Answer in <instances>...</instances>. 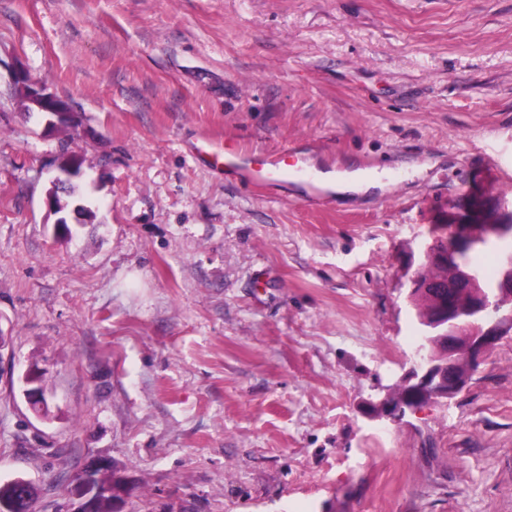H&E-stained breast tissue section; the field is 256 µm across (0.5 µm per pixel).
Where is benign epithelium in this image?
I'll return each mask as SVG.
<instances>
[{"instance_id": "obj_1", "label": "benign epithelium", "mask_w": 512, "mask_h": 512, "mask_svg": "<svg viewBox=\"0 0 512 512\" xmlns=\"http://www.w3.org/2000/svg\"><path fill=\"white\" fill-rule=\"evenodd\" d=\"M13 89L21 91L27 103L36 107V113L45 118L44 128L52 130L59 124L73 120L68 103L49 93L42 84L25 69H16L12 74ZM79 169L65 162L58 167V174L52 180L48 205L58 215L57 225L68 223L67 205L60 203L58 193L66 191L71 179ZM458 225L448 227V237L433 235L417 244L419 262L435 265L460 264L465 244L456 238ZM512 297V277L501 278L492 288H481L478 277L462 270L457 279L448 284V294L438 297L435 307L424 317L416 318L420 329L435 332L448 340L443 358L431 352L419 350L413 353V365L406 382L409 391L406 401L395 404L384 397L370 403L375 408L374 417L393 423L402 421L406 414L417 409V404L430 398L448 400L463 391L471 375H462L455 369L458 359H463L470 371H475L490 352L507 335H512V309L501 308V299ZM41 372L35 367L27 369L22 376L26 396L32 410L41 414L45 409L44 391L41 386ZM112 469V462L99 459L83 468L75 482L74 491L82 504L77 512H96L98 503L108 499L113 512H122L121 504L126 492L116 490L102 480L104 473ZM16 493L9 500L0 499V512H21L23 504L29 501L33 483L16 477L11 479Z\"/></svg>"}]
</instances>
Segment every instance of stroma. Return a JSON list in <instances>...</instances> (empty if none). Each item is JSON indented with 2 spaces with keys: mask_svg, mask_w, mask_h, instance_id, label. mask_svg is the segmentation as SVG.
<instances>
[{
  "mask_svg": "<svg viewBox=\"0 0 512 512\" xmlns=\"http://www.w3.org/2000/svg\"><path fill=\"white\" fill-rule=\"evenodd\" d=\"M206 136L389 186L241 184ZM510 221L512 0H0V481L76 512L107 458L123 512H512V335L451 400L367 406L409 368L418 241ZM12 86L20 90L27 103L36 107V113L45 118V130L73 120L68 103L55 94L46 92L42 84L25 69H16L12 74ZM78 174L79 169L77 167H74L69 162H65L58 167V174L51 181L52 188L49 193L48 205L55 215L62 214L55 221L57 225L71 224L68 222V212H65L68 205L60 203L58 193L66 192V189L71 184V179ZM41 378L40 370L35 367L27 369L22 376V383L26 387L24 395L32 410L37 414H43L45 409V397L41 386Z\"/></svg>",
  "mask_w": 512,
  "mask_h": 512,
  "instance_id": "stroma-1",
  "label": "stroma"
}]
</instances>
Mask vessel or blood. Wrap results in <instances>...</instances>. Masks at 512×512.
<instances>
[{
    "mask_svg": "<svg viewBox=\"0 0 512 512\" xmlns=\"http://www.w3.org/2000/svg\"><path fill=\"white\" fill-rule=\"evenodd\" d=\"M203 152L213 164L223 166L226 174L244 178L261 185L306 176V162L294 152H279L243 157L236 141L230 139L207 140Z\"/></svg>",
    "mask_w": 512,
    "mask_h": 512,
    "instance_id": "vessel-or-blood-1",
    "label": "vessel or blood"
}]
</instances>
